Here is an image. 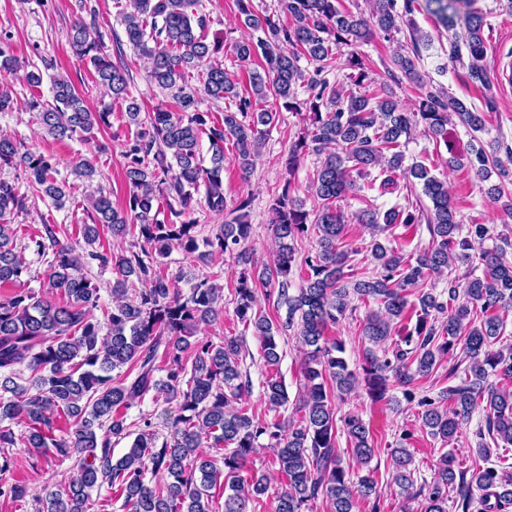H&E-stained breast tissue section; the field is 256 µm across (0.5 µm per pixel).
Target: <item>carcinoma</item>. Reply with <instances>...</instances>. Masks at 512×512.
<instances>
[{"label": "carcinoma", "instance_id": "obj_1", "mask_svg": "<svg viewBox=\"0 0 512 512\" xmlns=\"http://www.w3.org/2000/svg\"><path fill=\"white\" fill-rule=\"evenodd\" d=\"M196 0H125L116 16L122 45L146 61L150 83L172 96L179 111L159 106L142 114L129 96L125 69L112 62L96 24L77 19L70 30L74 54L91 65L96 82L114 100L126 102V116L136 133L124 153L125 179L129 185L127 208L117 210L100 188L94 187L97 169L81 158L71 175L91 189L89 224L81 225L84 247L77 250L60 242L51 225L33 240L34 254L46 264L51 293L58 301L42 297L27 287L30 273L24 251L16 250L12 221L26 207V195L16 185L0 179V286L11 283L14 292L0 299V497L21 500L27 489L5 477L9 460L5 449L17 438L1 422L21 420L27 425L24 445L46 457L74 460L76 475L68 485L48 490L41 512H90L91 492L103 487L124 500L129 512H210L205 498L218 484L224 485V512H247L249 502L268 493L267 479L248 468L259 440L268 438L275 450L279 471L286 484L274 497L273 512H310L322 498L332 512H353L358 499L379 498L374 477L351 481L336 447L334 401L364 386L374 401L385 398L390 381L410 385L429 375L455 347L462 350L465 378L435 398L418 400L422 425L447 445L476 409L484 412L480 437L494 444L512 446V390L490 378L512 379V348L495 347L503 329L502 313L512 310V234L491 233L485 224H460L448 199L447 182L429 175L416 162L407 167L405 151L414 133L434 141H448L452 118L472 132L485 128L483 113L443 90L429 92L410 106L402 104L376 80L359 47L378 34L395 44L391 65L405 78L419 81L420 42L423 36L411 15L416 0H370L369 14L340 7V0H277V9L256 12L253 0H236L238 25L262 36L243 38L232 45L237 60L254 57L264 61L262 70L248 72L250 91H239V80L224 70L214 57L224 51V39L207 41V16L191 11ZM436 14L452 31L449 58L468 62V74L484 90L488 110L495 109L493 82L485 65V16L471 13L460 18L448 13L452 5L436 0ZM463 31H456L457 25ZM409 33L411 46L397 35ZM344 56V78L330 81L335 55ZM312 66L300 67V60ZM207 65L204 93L213 100H230L224 117L198 107V92L185 81L186 73ZM25 66L12 51L9 37H0V70L14 72ZM53 102L38 98L28 102L37 113L43 132L55 139H71L80 133L110 125L109 109L93 110L76 92L71 80L50 77ZM304 88L307 97H298ZM302 116L303 129L288 147L283 165L288 173L307 156L317 166L310 189L318 206L304 208L293 197L294 182L284 181L269 204L270 224L276 246L272 266L254 264L245 242L251 235L250 201L245 199L228 212L212 237L198 238L190 213L203 194L214 212L226 209L224 201V145L234 147V162L250 172L261 153L277 112L263 106L268 100ZM208 140V149L202 141ZM512 159V146L498 140L489 148L470 145L465 154L451 158L450 166L468 167L485 181L490 168L502 178L512 176L497 157ZM209 157H204V154ZM20 169L34 191L61 210L66 207V181L56 178L53 158L17 140L0 136V169ZM378 170L380 183L369 180ZM423 182L432 208L408 206L380 212L375 205L354 215L377 234L395 226L404 232L424 223L428 245L412 254L376 240L371 257L373 276L355 272L353 256L361 250L344 245L347 217L340 202L349 195L376 187L385 192L401 180ZM366 181L361 185L360 181ZM165 201L169 217L159 220L154 203ZM136 224H129V219ZM114 238L138 230L139 250L106 254L96 250L100 228ZM313 234L318 249L296 262L295 242ZM492 246H484L485 241ZM179 249L203 263H219L224 254L236 257L240 266L235 288L236 315L261 340L262 357L271 375L265 379L264 399L271 411L288 402L278 377L281 360L277 337L285 329L296 331L306 350L302 363L303 395L296 412L299 419H257L248 414L243 396L249 385L242 381L243 343L226 337L220 343L197 336L198 328L217 320L223 288L206 277L183 294L177 280L160 273L171 252ZM474 265L462 277L447 276L452 261ZM96 261L111 267L112 306L99 320L100 289L88 277L87 265ZM306 271L303 285L290 293L293 267ZM481 274H475L476 270ZM448 277L447 299L424 292L428 282ZM141 288L128 296L129 284ZM260 288L277 290L288 305L284 324L274 323L258 308ZM374 302L359 324L370 344L361 371L349 369L343 342L326 336L328 329L346 317L351 295ZM417 296L411 302V296ZM416 316L414 328L392 340L393 325L407 315ZM166 359V376L155 378L158 352ZM162 391L176 402L178 415L163 438L148 430L137 434L128 451L114 457L112 439L129 436L126 423L131 409L151 391ZM66 428H57L59 419ZM343 432L352 456L369 463L375 448L362 418L343 419ZM476 453L485 465H455L443 454L431 481L420 486V512H448V487L456 490V509L470 512L473 492L487 512H500L512 504V478L486 465L492 456L488 444ZM392 481L408 491L415 485L412 454L404 446L391 451ZM161 476L153 485L147 476Z\"/></svg>", "mask_w": 512, "mask_h": 512}]
</instances>
